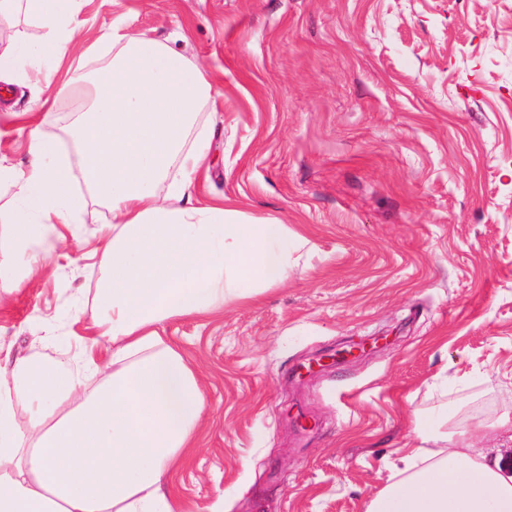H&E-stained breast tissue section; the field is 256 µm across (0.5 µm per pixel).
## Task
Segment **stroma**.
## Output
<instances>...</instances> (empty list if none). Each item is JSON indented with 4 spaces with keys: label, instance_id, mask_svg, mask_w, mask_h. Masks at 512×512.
Here are the masks:
<instances>
[{
    "label": "stroma",
    "instance_id": "stroma-1",
    "mask_svg": "<svg viewBox=\"0 0 512 512\" xmlns=\"http://www.w3.org/2000/svg\"><path fill=\"white\" fill-rule=\"evenodd\" d=\"M51 57L87 81L28 111L45 64L0 94V163L31 130L68 156L84 208L53 227L47 270L0 287V359L92 346L106 200L71 132L92 104L91 45L113 25L223 82L204 104L224 196L304 236L287 279L204 319L165 323L203 392L202 434L173 479L181 512H366L415 418L466 404L512 416V0H79Z\"/></svg>",
    "mask_w": 512,
    "mask_h": 512
}]
</instances>
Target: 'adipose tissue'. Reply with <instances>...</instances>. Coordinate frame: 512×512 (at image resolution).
I'll return each instance as SVG.
<instances>
[{"label":"adipose tissue","mask_w":512,"mask_h":512,"mask_svg":"<svg viewBox=\"0 0 512 512\" xmlns=\"http://www.w3.org/2000/svg\"><path fill=\"white\" fill-rule=\"evenodd\" d=\"M76 2L0 0V17L22 10L38 20L45 41L35 51L44 58L72 40ZM111 39L117 52L96 74L93 107L76 137L83 177L112 209L99 230L105 270L93 327L96 341L111 344L113 365L99 368L84 355L0 363V512H179L169 476L195 445L203 395L158 327L280 284L306 243L227 199L191 204L208 142L185 140L200 106L222 97L221 82L154 38L116 28ZM29 153L26 169L0 165V182L17 188L8 241L20 251L35 225L71 223L83 206L57 143L31 133ZM163 182L164 199L156 193ZM88 372L102 376L95 387ZM20 409L28 419L22 432L14 427ZM460 414L416 421L401 468L367 512H512V476L470 445L484 423H464Z\"/></svg>","instance_id":"ef3b65f1"}]
</instances>
